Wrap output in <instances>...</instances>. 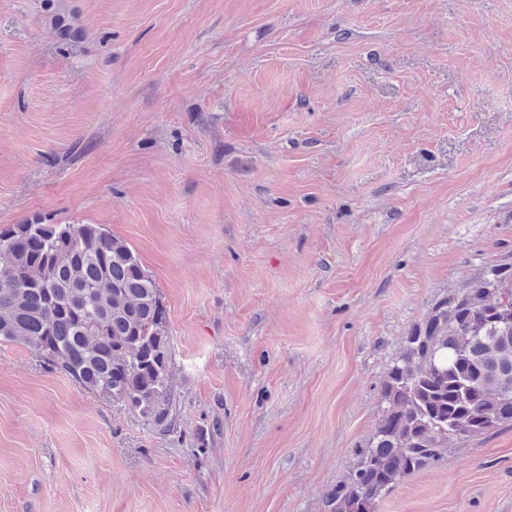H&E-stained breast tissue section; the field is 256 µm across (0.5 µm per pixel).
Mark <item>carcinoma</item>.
<instances>
[{
    "mask_svg": "<svg viewBox=\"0 0 512 512\" xmlns=\"http://www.w3.org/2000/svg\"><path fill=\"white\" fill-rule=\"evenodd\" d=\"M0 341L30 347L81 388L166 432L176 423L160 289L128 244L99 224L34 217L0 230ZM386 407L327 512H377L448 440L512 425V263L493 264L405 340L381 389Z\"/></svg>",
    "mask_w": 512,
    "mask_h": 512,
    "instance_id": "carcinoma-1",
    "label": "carcinoma"
}]
</instances>
